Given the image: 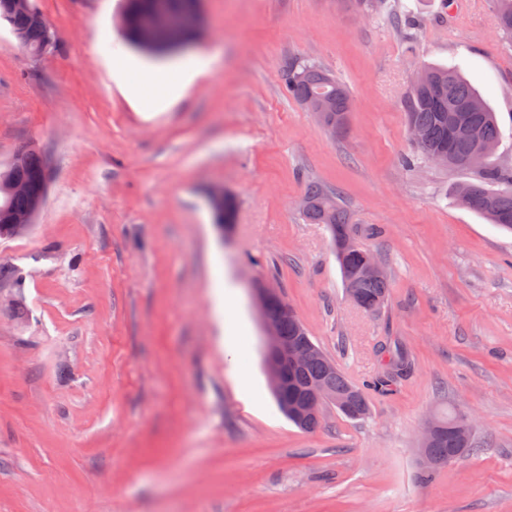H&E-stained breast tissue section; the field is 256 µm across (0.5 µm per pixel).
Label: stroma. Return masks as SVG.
I'll list each match as a JSON object with an SVG mask.
<instances>
[{
	"mask_svg": "<svg viewBox=\"0 0 512 512\" xmlns=\"http://www.w3.org/2000/svg\"><path fill=\"white\" fill-rule=\"evenodd\" d=\"M34 5L53 56L0 20V165L33 146L49 170L35 223L0 239V512H512V233L457 202L469 173L401 162L403 100L442 66L491 106L512 164V40L492 0L368 17L351 0H203L193 49L221 58L169 104L142 74L162 59L122 40L125 0ZM116 55L149 108L113 81ZM294 57L348 84L344 135L288 97ZM309 180L340 192L384 267L380 312L347 299L327 228L303 222ZM212 187L236 198L228 229ZM258 278L352 382L393 352L409 374L365 419L328 407L299 430L265 375ZM443 407L477 448L424 483L418 440Z\"/></svg>",
	"mask_w": 512,
	"mask_h": 512,
	"instance_id": "stroma-1",
	"label": "stroma"
}]
</instances>
